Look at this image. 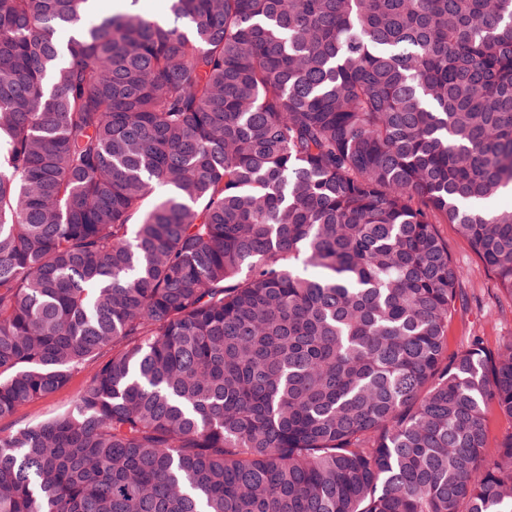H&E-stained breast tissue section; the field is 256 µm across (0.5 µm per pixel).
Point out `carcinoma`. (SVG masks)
<instances>
[{
    "mask_svg": "<svg viewBox=\"0 0 512 512\" xmlns=\"http://www.w3.org/2000/svg\"><path fill=\"white\" fill-rule=\"evenodd\" d=\"M127 2L0 0V512H512V0ZM437 229L448 242V249L456 264L467 272L465 293L468 303L448 324V350L456 352L466 346L467 336L479 332L489 345L512 336V305L494 287L492 280L482 271L468 242L450 224H439ZM473 297L481 301L476 306ZM83 382L84 379L81 375L74 376L62 394L28 405L16 415V420L34 423L51 417L64 406L68 400L76 396Z\"/></svg>",
    "mask_w": 512,
    "mask_h": 512,
    "instance_id": "1",
    "label": "carcinoma"
}]
</instances>
